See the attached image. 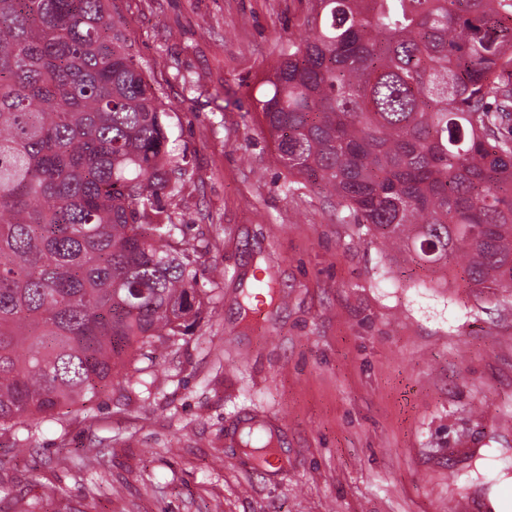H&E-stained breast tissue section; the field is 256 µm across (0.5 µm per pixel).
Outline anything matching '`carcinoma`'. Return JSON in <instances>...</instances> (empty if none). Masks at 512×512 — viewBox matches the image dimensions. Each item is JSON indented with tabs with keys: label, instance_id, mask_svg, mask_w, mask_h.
I'll list each match as a JSON object with an SVG mask.
<instances>
[{
	"label": "carcinoma",
	"instance_id": "1",
	"mask_svg": "<svg viewBox=\"0 0 512 512\" xmlns=\"http://www.w3.org/2000/svg\"><path fill=\"white\" fill-rule=\"evenodd\" d=\"M110 0H0V429L93 399L212 303ZM257 100L295 184L512 290V0H307Z\"/></svg>",
	"mask_w": 512,
	"mask_h": 512
}]
</instances>
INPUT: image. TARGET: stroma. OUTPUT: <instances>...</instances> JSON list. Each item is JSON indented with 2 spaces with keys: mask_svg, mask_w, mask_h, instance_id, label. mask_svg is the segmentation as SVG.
I'll list each match as a JSON object with an SVG mask.
<instances>
[{
  "mask_svg": "<svg viewBox=\"0 0 512 512\" xmlns=\"http://www.w3.org/2000/svg\"><path fill=\"white\" fill-rule=\"evenodd\" d=\"M168 112L164 199L224 276L194 334L57 423L0 434V512H512V294L289 185L256 101L304 0H112ZM276 296L255 316V278ZM273 437L269 462L243 448ZM98 458L94 469L81 458Z\"/></svg>",
  "mask_w": 512,
  "mask_h": 512,
  "instance_id": "1",
  "label": "stroma"
}]
</instances>
